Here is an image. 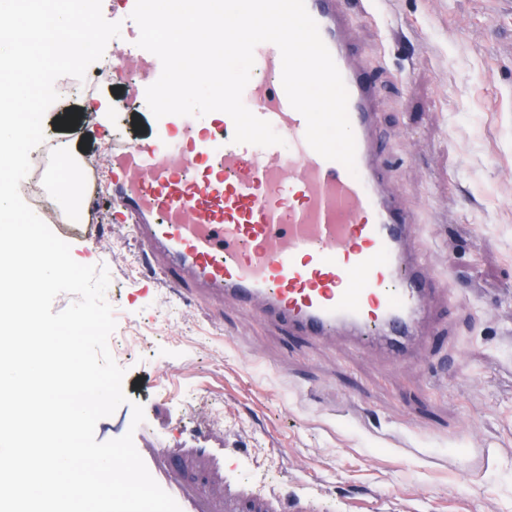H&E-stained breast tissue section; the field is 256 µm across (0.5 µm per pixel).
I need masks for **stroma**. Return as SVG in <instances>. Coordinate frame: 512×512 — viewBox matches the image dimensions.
I'll list each match as a JSON object with an SVG mask.
<instances>
[{
	"mask_svg": "<svg viewBox=\"0 0 512 512\" xmlns=\"http://www.w3.org/2000/svg\"><path fill=\"white\" fill-rule=\"evenodd\" d=\"M350 15L357 54L382 88L384 154L413 207L430 266L449 284L412 358L308 343L254 311L153 287L112 196L83 208L107 267L114 336L127 342L125 403L166 445L202 440L224 413V470L254 489L316 500L319 512H512V0H381ZM72 102L79 126L43 129L110 182L116 136L150 132L147 109L91 64Z\"/></svg>",
	"mask_w": 512,
	"mask_h": 512,
	"instance_id": "35a3bbf8",
	"label": "stroma"
}]
</instances>
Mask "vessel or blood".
Masks as SVG:
<instances>
[{"label": "vessel or blood", "mask_w": 512, "mask_h": 512, "mask_svg": "<svg viewBox=\"0 0 512 512\" xmlns=\"http://www.w3.org/2000/svg\"><path fill=\"white\" fill-rule=\"evenodd\" d=\"M350 0H306L349 92L356 172L324 159L305 140L306 121L282 86L278 47L254 50L258 79L243 100L282 137L260 147L233 141L223 112L154 120L141 143H112V214L128 225L157 287L193 303L206 294L277 322L304 340L344 338L396 364L410 357L441 288L396 190L377 136L380 95L353 49ZM127 39L113 56V79L134 70L127 91L144 98L161 62L137 45L138 25L120 18ZM134 444L156 482L181 512H316L284 506L276 489L224 480L220 448L168 447L141 433Z\"/></svg>", "instance_id": "b4317fda"}]
</instances>
